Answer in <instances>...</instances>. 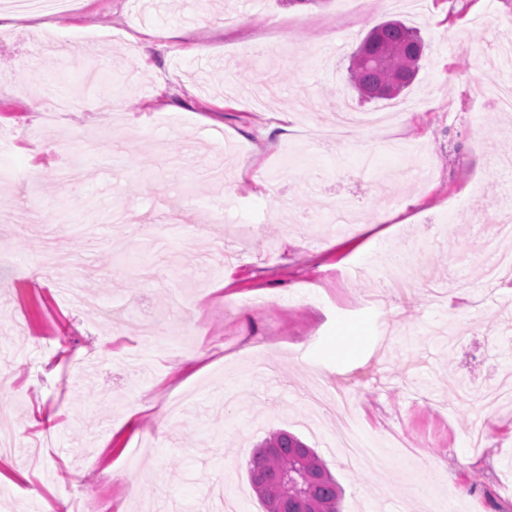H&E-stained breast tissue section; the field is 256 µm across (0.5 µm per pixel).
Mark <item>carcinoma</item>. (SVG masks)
Segmentation results:
<instances>
[{
    "instance_id": "carcinoma-1",
    "label": "carcinoma",
    "mask_w": 512,
    "mask_h": 512,
    "mask_svg": "<svg viewBox=\"0 0 512 512\" xmlns=\"http://www.w3.org/2000/svg\"><path fill=\"white\" fill-rule=\"evenodd\" d=\"M422 53L416 30L399 21L379 24L365 36L353 57V87L370 98H391L411 83ZM304 453L318 458L313 449L284 431L271 434L257 448L249 462V478L267 512H278L285 492L275 478L298 471ZM318 474L320 479L313 488L318 512H339L340 487L324 465H319Z\"/></svg>"
}]
</instances>
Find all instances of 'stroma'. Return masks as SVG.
Listing matches in <instances>:
<instances>
[{
  "instance_id": "1",
  "label": "stroma",
  "mask_w": 512,
  "mask_h": 512,
  "mask_svg": "<svg viewBox=\"0 0 512 512\" xmlns=\"http://www.w3.org/2000/svg\"><path fill=\"white\" fill-rule=\"evenodd\" d=\"M389 19L426 46L401 94L421 107L321 140L337 101L389 109L348 77ZM509 64L512 0H155L144 19L131 0H77L0 21V425L16 436L0 512L77 497L212 512L218 487L265 512L248 463L280 429L318 452L341 512H421L427 483L456 512H512V404L474 403L512 387V285L484 265L488 246L512 251L496 234L512 218V112L480 96ZM340 200L356 226L337 229ZM118 208L147 221L116 230ZM52 240L57 267L22 277ZM387 251L420 259L429 286L372 307ZM176 284L202 335L143 347L142 322L173 321ZM320 377L351 392L380 460L336 455L331 416L307 404ZM181 392L192 404L168 418ZM35 406L61 429L31 426Z\"/></svg>"
}]
</instances>
